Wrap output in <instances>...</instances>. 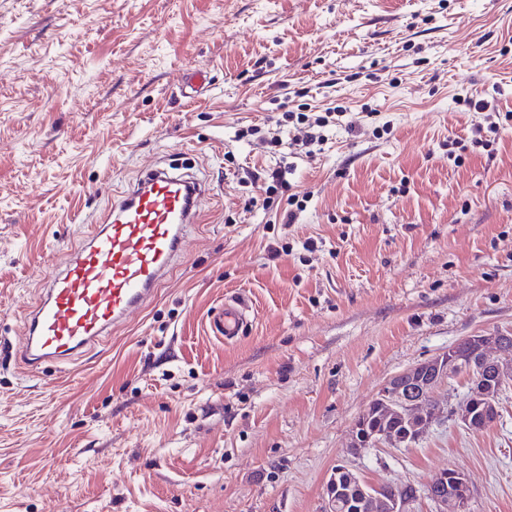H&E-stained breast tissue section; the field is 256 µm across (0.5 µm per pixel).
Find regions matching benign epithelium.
Wrapping results in <instances>:
<instances>
[{
	"instance_id": "obj_1",
	"label": "benign epithelium",
	"mask_w": 512,
	"mask_h": 512,
	"mask_svg": "<svg viewBox=\"0 0 512 512\" xmlns=\"http://www.w3.org/2000/svg\"><path fill=\"white\" fill-rule=\"evenodd\" d=\"M461 351L424 360L391 377L368 405L376 420L390 428L372 434L362 430L360 423L352 428V445L356 452L380 444L409 447L427 431L436 420L435 390L449 377L465 373L470 387L466 396L457 403L451 415L471 430H480L497 419L498 400L505 383L512 380V362H503L491 355L512 345V332L499 330L489 335L477 334L464 338ZM364 484L344 462L339 461L331 470L323 494L322 512H346L352 502L344 486ZM424 494L436 507L435 512H469L473 496L465 475L455 469L442 470L432 475L422 488L410 493L382 495L363 490L359 498L366 512H413L410 508Z\"/></svg>"
}]
</instances>
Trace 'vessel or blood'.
<instances>
[{"instance_id":"obj_1","label":"vessel or blood","mask_w":512,"mask_h":512,"mask_svg":"<svg viewBox=\"0 0 512 512\" xmlns=\"http://www.w3.org/2000/svg\"><path fill=\"white\" fill-rule=\"evenodd\" d=\"M205 196L195 179L162 169L146 171L114 194L102 223L48 278L27 312L24 363L36 367L66 360L145 309L182 257ZM249 321L248 305L232 299L210 326L215 335L231 340Z\"/></svg>"}]
</instances>
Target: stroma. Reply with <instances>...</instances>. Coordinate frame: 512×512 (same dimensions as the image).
<instances>
[{"label":"stroma","mask_w":512,"mask_h":512,"mask_svg":"<svg viewBox=\"0 0 512 512\" xmlns=\"http://www.w3.org/2000/svg\"><path fill=\"white\" fill-rule=\"evenodd\" d=\"M465 97L512 113V0H0V512H320L339 461L398 486L456 469L471 512H512V386L475 431L452 376L411 447L348 449L389 378L512 330V130L449 162L489 121ZM337 106L289 177L305 211L273 223L247 127L293 111L287 143ZM157 165L212 197L185 255L127 324L29 369L45 277ZM229 298L253 320L227 343ZM250 322L248 305L236 300L224 302V309L216 313L210 326L213 333L224 340H232L243 334Z\"/></svg>","instance_id":"35a3bbf8"}]
</instances>
